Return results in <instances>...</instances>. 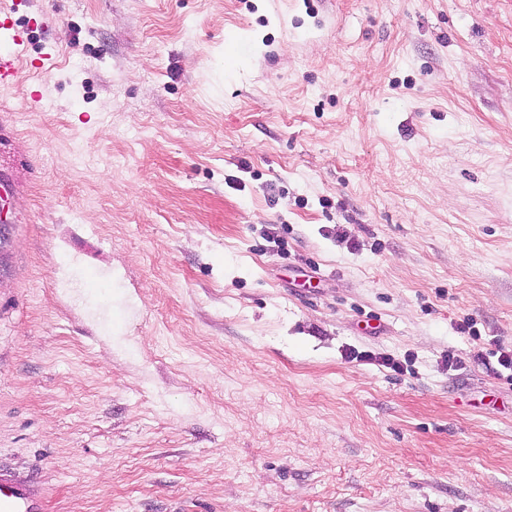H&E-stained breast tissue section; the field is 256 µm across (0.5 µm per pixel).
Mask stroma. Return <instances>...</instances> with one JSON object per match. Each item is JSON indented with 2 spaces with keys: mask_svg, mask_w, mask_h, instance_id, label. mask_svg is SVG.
Here are the masks:
<instances>
[{
  "mask_svg": "<svg viewBox=\"0 0 512 512\" xmlns=\"http://www.w3.org/2000/svg\"><path fill=\"white\" fill-rule=\"evenodd\" d=\"M40 12L50 68L0 90V466L49 512H512V0Z\"/></svg>",
  "mask_w": 512,
  "mask_h": 512,
  "instance_id": "1",
  "label": "stroma"
}]
</instances>
